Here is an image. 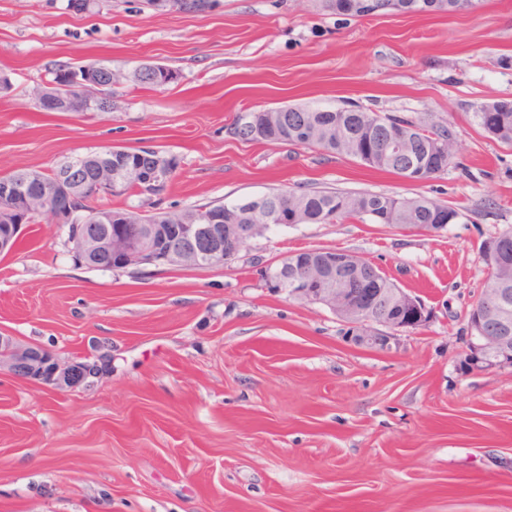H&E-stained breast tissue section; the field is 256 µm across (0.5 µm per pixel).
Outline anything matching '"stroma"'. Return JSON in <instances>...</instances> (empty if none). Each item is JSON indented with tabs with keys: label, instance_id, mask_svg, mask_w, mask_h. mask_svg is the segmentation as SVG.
I'll return each mask as SVG.
<instances>
[{
	"label": "stroma",
	"instance_id": "35a3bbf8",
	"mask_svg": "<svg viewBox=\"0 0 512 512\" xmlns=\"http://www.w3.org/2000/svg\"><path fill=\"white\" fill-rule=\"evenodd\" d=\"M512 0L456 15L342 21L316 0H220L158 13L105 0H0V174L51 170L109 147L179 160L156 195L105 207L183 210L312 185L426 196L458 213L439 235L356 219L278 227L203 269L75 265L48 216L0 256V334L61 358H109L56 391L0 375V512H512V367L464 371L482 244L512 227V146L473 105L512 100ZM99 62L111 111L46 112L59 64ZM180 72L143 90L136 64ZM355 100L458 133L456 164L423 182L349 158L224 132L235 115ZM370 260L431 316L396 348L360 347L327 309L264 288L302 249Z\"/></svg>",
	"mask_w": 512,
	"mask_h": 512
}]
</instances>
